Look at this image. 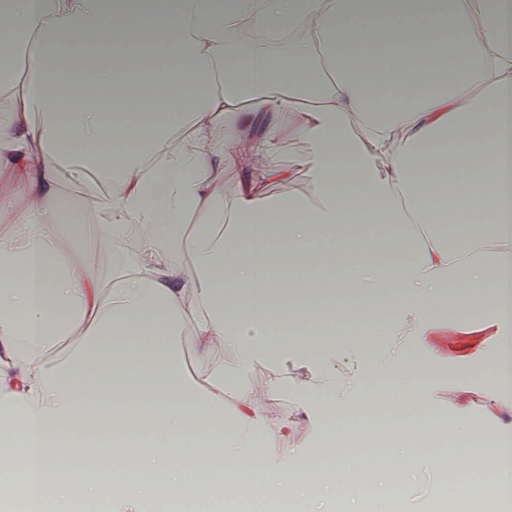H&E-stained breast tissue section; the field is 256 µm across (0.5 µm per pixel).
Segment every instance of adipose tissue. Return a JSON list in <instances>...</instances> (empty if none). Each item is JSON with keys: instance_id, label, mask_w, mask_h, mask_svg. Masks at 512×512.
Returning a JSON list of instances; mask_svg holds the SVG:
<instances>
[{"instance_id": "1", "label": "adipose tissue", "mask_w": 512, "mask_h": 512, "mask_svg": "<svg viewBox=\"0 0 512 512\" xmlns=\"http://www.w3.org/2000/svg\"><path fill=\"white\" fill-rule=\"evenodd\" d=\"M0 472L31 512L74 493L107 512L317 485L343 504L362 465H423L416 444L512 414V0H0ZM245 31L248 45L228 47ZM313 144L308 193L269 150ZM247 175L225 201V162ZM119 187L71 213L68 184ZM112 240L109 281L80 245ZM456 284L446 293L447 284ZM487 317L469 320L475 304ZM192 326L196 360L182 347ZM359 361L329 367L336 338ZM492 330L439 357L431 337ZM67 348L55 358L54 347ZM233 350L225 363L223 350ZM322 439L303 457L266 408L289 360ZM268 376L255 386L256 369ZM475 377L483 416L436 408ZM380 408L390 420L369 423ZM392 442L361 460L341 440ZM101 464H85L87 450ZM24 456V470L14 468ZM210 456L223 468L204 474ZM312 149L311 143L295 132L285 131L276 138L270 146V150L277 155L286 166L295 168V177L288 182H272L267 185L268 194L274 196L292 195L306 192L309 189L307 171L299 162L307 157Z\"/></svg>"}]
</instances>
